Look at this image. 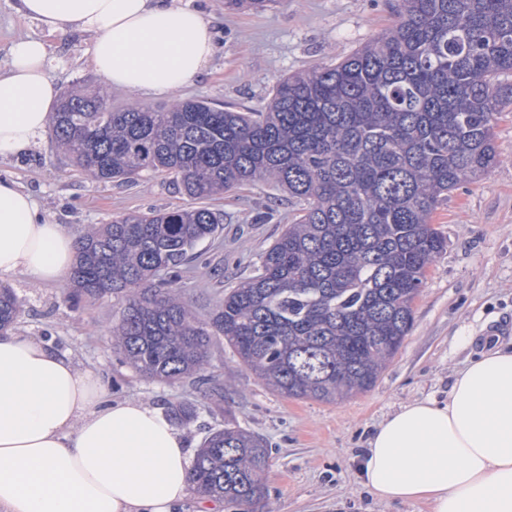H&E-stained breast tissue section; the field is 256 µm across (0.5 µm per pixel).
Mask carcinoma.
Returning a JSON list of instances; mask_svg holds the SVG:
<instances>
[{
	"label": "carcinoma",
	"instance_id": "carcinoma-1",
	"mask_svg": "<svg viewBox=\"0 0 512 512\" xmlns=\"http://www.w3.org/2000/svg\"><path fill=\"white\" fill-rule=\"evenodd\" d=\"M271 0H224L265 10ZM395 21L343 61L286 76L264 112L201 99L107 111L97 92L66 95L51 132L100 181L176 177L194 200L271 180L302 208L260 256L258 273L206 321L174 291L197 245L223 223L199 206L129 212L81 236L73 299H123L119 360L174 384L204 374L213 338L292 399L331 402L370 389L402 347L427 268L448 247L430 218L497 162L494 125L512 104V0H395ZM21 314L0 288V332ZM268 449L224 417L197 449L196 493L263 512Z\"/></svg>",
	"mask_w": 512,
	"mask_h": 512
}]
</instances>
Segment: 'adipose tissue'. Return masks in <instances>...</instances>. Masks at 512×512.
Returning <instances> with one entry per match:
<instances>
[{"mask_svg":"<svg viewBox=\"0 0 512 512\" xmlns=\"http://www.w3.org/2000/svg\"><path fill=\"white\" fill-rule=\"evenodd\" d=\"M51 32L92 33L96 71L112 88L166 96L208 66L207 19L183 0H19ZM47 47L21 38L0 74V157L46 130L59 88ZM32 197L0 181V277L58 283L75 238L39 220ZM100 370L13 331L0 333V512H176L189 496L186 443L154 407L105 401ZM362 485L382 502L430 512H512V344L460 369L446 402L414 400L372 433Z\"/></svg>","mask_w":512,"mask_h":512,"instance_id":"obj_1","label":"adipose tissue"}]
</instances>
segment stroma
<instances>
[{
  "label": "stroma",
  "mask_w": 512,
  "mask_h": 512,
  "mask_svg": "<svg viewBox=\"0 0 512 512\" xmlns=\"http://www.w3.org/2000/svg\"><path fill=\"white\" fill-rule=\"evenodd\" d=\"M185 2L212 23L215 53L209 66L174 95L116 91L113 105L204 99L261 112L280 78L345 59L394 20L392 0H272L258 13L225 10L224 0ZM17 3L0 0L1 73L9 66L12 42L34 37L47 42L48 74L62 89L101 83L89 55L92 34L47 33L23 17ZM494 133L497 164L450 193L432 216L448 248L425 274L410 334L367 392L336 403L287 398L270 390L218 337L206 372L219 380L220 392L189 380L168 385L145 379L121 364L112 348L120 297L108 294L76 305L65 284H36L23 273L0 278V286L21 304L15 328L69 352L79 366L102 369L112 402L139 400L164 413L179 403L193 406L197 419L180 428L188 451H196L209 430L223 427L228 415L263 438L270 454L268 512H429L422 501H377L360 483L359 464L369 435L389 414L415 399H446L453 373L484 350L488 336L512 337V106L500 113ZM0 179L28 192L46 221L75 237L117 214L193 204L170 175L149 173L120 183L73 171L47 131L30 150L0 158ZM210 205L223 210V228L198 246L206 263L189 261L176 286L202 319L230 288L254 275L260 254L299 207L263 180ZM268 210L273 220H262ZM463 336L471 337L470 345L460 346Z\"/></svg>",
  "instance_id": "1"
}]
</instances>
